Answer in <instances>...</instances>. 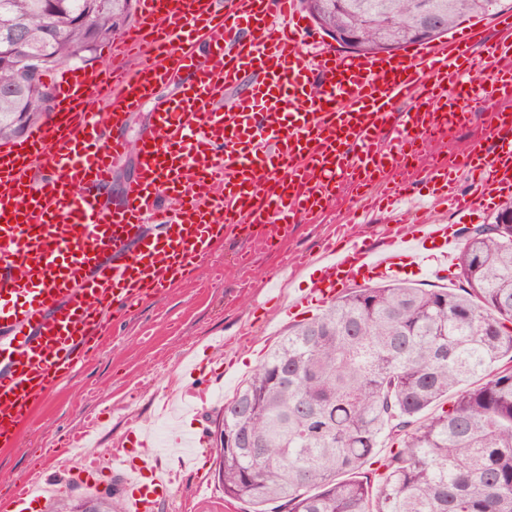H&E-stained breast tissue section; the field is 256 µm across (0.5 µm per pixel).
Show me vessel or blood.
<instances>
[{
    "label": "vessel or blood",
    "mask_w": 512,
    "mask_h": 512,
    "mask_svg": "<svg viewBox=\"0 0 512 512\" xmlns=\"http://www.w3.org/2000/svg\"><path fill=\"white\" fill-rule=\"evenodd\" d=\"M495 22L490 154L478 141L449 146L482 81L470 51L483 25L396 54L345 55L310 36L299 0H138L109 64L62 66L47 120L0 145V447L16 446L107 322L190 279L226 239L280 245L343 199L352 213L368 202L396 212L421 183L433 204L471 216L512 198V14ZM173 83L179 91L156 100ZM148 103L152 122L130 141L128 118ZM390 122L396 144L379 147ZM130 154L137 172L108 203L113 165ZM339 234L308 262L311 286L292 308L401 277L425 257L447 270L459 244L456 225L418 217L380 225L375 247ZM46 457L51 473L32 472L0 512H43L67 491L61 472L102 481L74 442ZM110 474L123 512H159L170 479L156 461L116 458Z\"/></svg>",
    "instance_id": "1"
}]
</instances>
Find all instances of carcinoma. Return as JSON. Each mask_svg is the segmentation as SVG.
I'll return each mask as SVG.
<instances>
[{
  "label": "carcinoma",
  "mask_w": 512,
  "mask_h": 512,
  "mask_svg": "<svg viewBox=\"0 0 512 512\" xmlns=\"http://www.w3.org/2000/svg\"><path fill=\"white\" fill-rule=\"evenodd\" d=\"M498 0H305L373 52ZM135 0H0V141L48 111L43 78L121 34ZM459 291L350 288L288 330L224 407V496L256 512H512V231L466 230ZM398 447L383 455L385 441ZM375 461L380 481L363 466Z\"/></svg>",
  "instance_id": "carcinoma-1"
}]
</instances>
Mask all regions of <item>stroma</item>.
<instances>
[{"label": "stroma", "instance_id": "obj_1", "mask_svg": "<svg viewBox=\"0 0 512 512\" xmlns=\"http://www.w3.org/2000/svg\"><path fill=\"white\" fill-rule=\"evenodd\" d=\"M335 231L331 215L298 225L279 249L227 240L199 266L192 282L135 307L122 325L108 329L90 362L38 406L18 446L0 447V497L43 467L45 448L97 417L101 427L89 443L91 454L111 456L137 426L156 437L149 454L176 475L160 512H206L208 496L223 503V512H252L249 503L225 499L214 479L211 442L198 448L187 469L173 444L211 433L225 398L288 329L320 314L314 306L285 316L290 298L307 286L306 276L293 273L291 264L296 255L317 251ZM243 253L250 257L244 266L238 262Z\"/></svg>", "mask_w": 512, "mask_h": 512}]
</instances>
